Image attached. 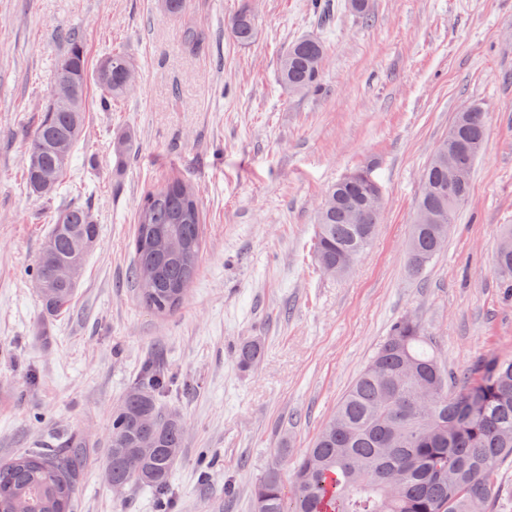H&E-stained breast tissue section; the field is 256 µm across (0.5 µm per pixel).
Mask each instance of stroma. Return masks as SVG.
<instances>
[{
    "mask_svg": "<svg viewBox=\"0 0 512 512\" xmlns=\"http://www.w3.org/2000/svg\"><path fill=\"white\" fill-rule=\"evenodd\" d=\"M242 0H0V461L84 435L97 458L77 512H157L140 487L113 491L101 458L112 412L160 354L184 423L171 512H254L271 466L311 447L391 325L411 317L448 370L512 355V300L493 256L512 224V0H371L362 18L330 0H253L257 35L227 31ZM199 32L182 42L185 22ZM79 34L89 64L132 56L137 86L111 111L88 83L70 168L76 188L46 202L23 183L27 144L54 70ZM324 41L319 90L291 96L278 60L300 37ZM486 114L472 191L445 245L411 275L406 246L423 169L463 106ZM136 151L118 159L117 131ZM370 169L384 198L377 233L344 276L312 250L318 204ZM179 176L199 192L203 249L184 304L160 315L130 277L143 196ZM89 203L99 227L71 305L46 314L33 279L55 210ZM264 345L242 367L239 346Z\"/></svg>",
    "mask_w": 512,
    "mask_h": 512,
    "instance_id": "1",
    "label": "stroma"
}]
</instances>
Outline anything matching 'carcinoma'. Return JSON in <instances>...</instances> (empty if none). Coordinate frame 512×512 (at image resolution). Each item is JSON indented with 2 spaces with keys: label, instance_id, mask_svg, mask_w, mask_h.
<instances>
[{
  "label": "carcinoma",
  "instance_id": "1",
  "mask_svg": "<svg viewBox=\"0 0 512 512\" xmlns=\"http://www.w3.org/2000/svg\"><path fill=\"white\" fill-rule=\"evenodd\" d=\"M240 45L257 34L256 16L244 4L229 21ZM68 48L55 66V80L75 89L70 101L50 97L27 150L37 164L26 168L27 191L49 199L63 180L85 119L88 67L81 39L67 37ZM324 43L313 37L289 45L279 58V81L291 95L318 87ZM135 60L123 51L99 59L93 80L101 105L131 93ZM485 146V113L475 105L457 112L423 174L416 212L439 223L413 224L407 265L417 275L436 257L458 207L469 197L472 170ZM128 134L113 140L114 154L130 156ZM384 209L354 181L331 186L318 212L316 263L345 275L372 241ZM132 270L140 303L158 314L177 310L185 299L202 251L198 194L172 176L146 194L135 215ZM98 224L86 205L58 209L34 273L48 314L67 309L85 256L98 237ZM499 285L512 296V225H504L494 257ZM262 355L258 340L238 350L244 367ZM169 378L155 363L145 365L140 383L112 412L103 466L114 486L137 485L168 506L169 475L179 458L181 419L161 411L158 397ZM91 460L86 438L71 435L52 453L30 450L0 462V512H75L84 466ZM512 463V356L490 354L462 384L442 366L430 337L407 317L396 321L321 428L312 447L293 461L292 485L271 467L253 489L255 512H497L503 487L499 471Z\"/></svg>",
  "mask_w": 512,
  "mask_h": 512
}]
</instances>
